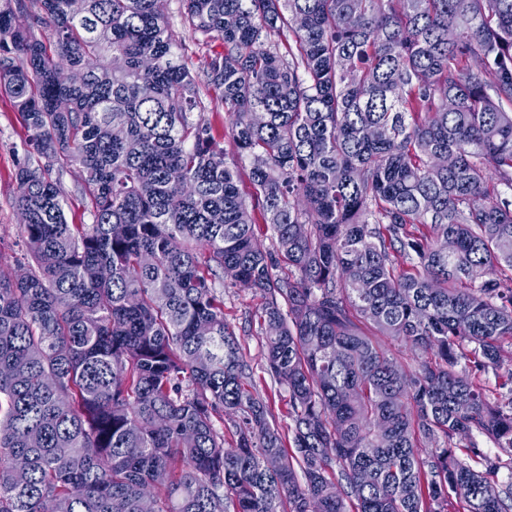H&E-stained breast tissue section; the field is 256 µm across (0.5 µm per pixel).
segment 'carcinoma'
I'll return each instance as SVG.
<instances>
[{
	"instance_id": "cac0c4a2",
	"label": "carcinoma",
	"mask_w": 512,
	"mask_h": 512,
	"mask_svg": "<svg viewBox=\"0 0 512 512\" xmlns=\"http://www.w3.org/2000/svg\"><path fill=\"white\" fill-rule=\"evenodd\" d=\"M185 2L201 79L162 0H0L38 157L32 264L0 259V512H512L481 381L512 356V0ZM218 282L260 297L289 441ZM61 186L67 196L66 215L70 224H90L91 216L80 195L81 175L74 167L66 168L59 175Z\"/></svg>"
}]
</instances>
